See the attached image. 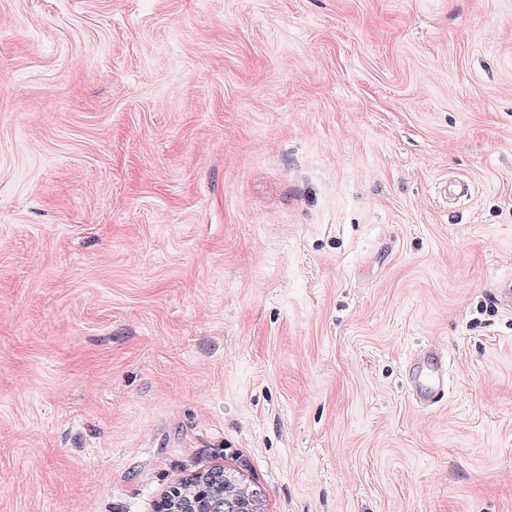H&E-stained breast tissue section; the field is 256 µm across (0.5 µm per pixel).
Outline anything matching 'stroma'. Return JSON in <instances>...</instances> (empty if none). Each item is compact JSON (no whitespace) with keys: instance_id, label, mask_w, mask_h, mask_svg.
Here are the masks:
<instances>
[{"instance_id":"1","label":"stroma","mask_w":512,"mask_h":512,"mask_svg":"<svg viewBox=\"0 0 512 512\" xmlns=\"http://www.w3.org/2000/svg\"><path fill=\"white\" fill-rule=\"evenodd\" d=\"M510 276L512 0H0V512H512ZM409 391L421 406L434 403L447 388L444 354L435 347L415 352L409 361ZM194 482V492L183 507H175L171 499V491L164 494L158 503V512H171L173 508L181 509V512H254L255 506L249 501L242 502L233 497L238 496L255 503L259 502L256 489L245 483L231 473H226L223 468L199 473L182 480L180 484ZM224 487V496L222 493ZM221 491V493H217Z\"/></svg>"}]
</instances>
